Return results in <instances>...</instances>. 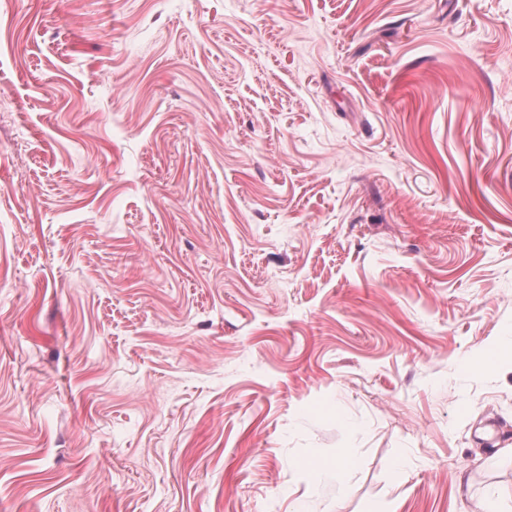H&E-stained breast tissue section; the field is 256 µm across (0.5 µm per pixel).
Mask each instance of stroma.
Returning a JSON list of instances; mask_svg holds the SVG:
<instances>
[{"label": "stroma", "instance_id": "35a3bbf8", "mask_svg": "<svg viewBox=\"0 0 512 512\" xmlns=\"http://www.w3.org/2000/svg\"><path fill=\"white\" fill-rule=\"evenodd\" d=\"M490 348L512 0H0V512H477Z\"/></svg>", "mask_w": 512, "mask_h": 512}]
</instances>
